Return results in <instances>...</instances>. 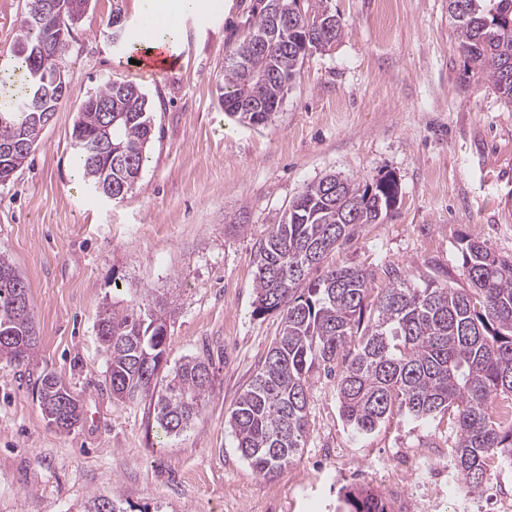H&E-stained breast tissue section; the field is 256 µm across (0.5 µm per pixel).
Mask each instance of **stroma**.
Wrapping results in <instances>:
<instances>
[{"instance_id": "35a3bbf8", "label": "stroma", "mask_w": 512, "mask_h": 512, "mask_svg": "<svg viewBox=\"0 0 512 512\" xmlns=\"http://www.w3.org/2000/svg\"><path fill=\"white\" fill-rule=\"evenodd\" d=\"M176 15V65L143 80L127 41L146 26L139 0H92L63 65L69 94L12 179L0 184V252L29 286L37 355L0 358V512H79L109 494L127 512H346L343 488L393 452L427 449L439 465L434 512H496L512 467L493 486L462 491L447 418L394 417L354 441L336 378L309 377L308 434L278 477L236 448L228 415L279 333L254 311L255 256L271 224L330 173L398 183L394 209L330 252L335 267L400 268L412 285L466 287L462 249L484 243L512 261V105L459 49L448 0H305L340 17L331 50L305 59L271 122L253 126L219 103L224 52L248 28L254 0H213ZM120 10L125 39L110 43ZM118 79L144 90L155 136L141 179L123 200L91 194L74 170L71 132L83 101ZM166 297L177 362L213 357V391L182 432L159 433L149 401L114 404L96 335L105 301L130 290ZM59 377L78 397L69 431L43 415L34 381Z\"/></svg>"}]
</instances>
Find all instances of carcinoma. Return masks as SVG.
Instances as JSON below:
<instances>
[{"mask_svg": "<svg viewBox=\"0 0 512 512\" xmlns=\"http://www.w3.org/2000/svg\"><path fill=\"white\" fill-rule=\"evenodd\" d=\"M47 0H28L9 72H0V147L25 141L28 149L0 153V174L22 167L43 126L36 106L56 112L55 64H39L33 51L55 39L62 20ZM248 32L224 55V112L242 123L272 119L313 50L332 48L342 24L323 10L301 12L299 0H260ZM459 48L477 72L512 103V0H448ZM265 77L251 96L253 111L239 109L244 79ZM154 136L146 94L112 80L78 108L71 138L82 177L93 189L112 186L117 201L139 180ZM390 175L361 184L328 174L309 184L268 233L256 255L255 312L281 315L280 334L228 417L237 450L265 477H274L304 447L308 376L315 367L338 374L342 418L359 441L390 417L426 421L448 413L456 429L454 467L462 488L479 493L495 478L491 461L512 465V262L479 241L462 249L468 289L408 285L394 266L379 271L339 267L309 278L324 256L354 237L359 224H375L397 200ZM0 357L21 363L36 356L37 333L28 285L0 254ZM381 278L387 286L373 288ZM169 307L145 291L99 312L97 333L107 357L116 402L151 399L154 421L166 435L188 427L212 390L210 359L186 357L170 367ZM40 408H58L64 382L43 371L36 379ZM348 512H386L368 488L345 494ZM81 512H126L100 495Z\"/></svg>", "mask_w": 512, "mask_h": 512, "instance_id": "obj_1", "label": "carcinoma"}]
</instances>
